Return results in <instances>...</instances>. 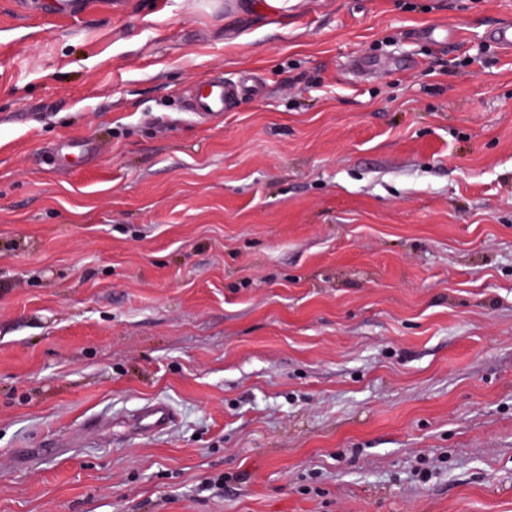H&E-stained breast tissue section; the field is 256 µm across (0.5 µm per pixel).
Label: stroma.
Wrapping results in <instances>:
<instances>
[{
    "instance_id": "1",
    "label": "stroma",
    "mask_w": 512,
    "mask_h": 512,
    "mask_svg": "<svg viewBox=\"0 0 512 512\" xmlns=\"http://www.w3.org/2000/svg\"><path fill=\"white\" fill-rule=\"evenodd\" d=\"M52 2L0 0V512H512V0ZM237 91V86L224 84V79L215 78L207 80L197 86L193 94L195 103L193 112H200L208 117L224 115L225 102Z\"/></svg>"
}]
</instances>
